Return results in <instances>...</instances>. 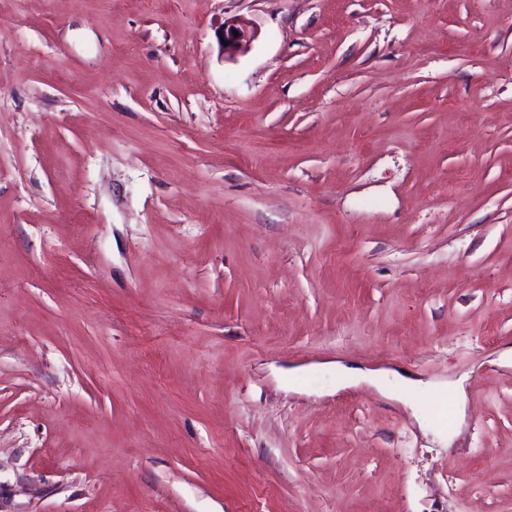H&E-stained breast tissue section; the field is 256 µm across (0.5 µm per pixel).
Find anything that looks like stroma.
<instances>
[{
    "mask_svg": "<svg viewBox=\"0 0 512 512\" xmlns=\"http://www.w3.org/2000/svg\"><path fill=\"white\" fill-rule=\"evenodd\" d=\"M511 348L512 0H0V512H512ZM232 29L238 32V36H234ZM256 37L254 29L250 28L245 22L238 20H224V24L219 37L220 48L225 54H233L249 45ZM229 42V45H224Z\"/></svg>",
    "mask_w": 512,
    "mask_h": 512,
    "instance_id": "stroma-1",
    "label": "stroma"
}]
</instances>
